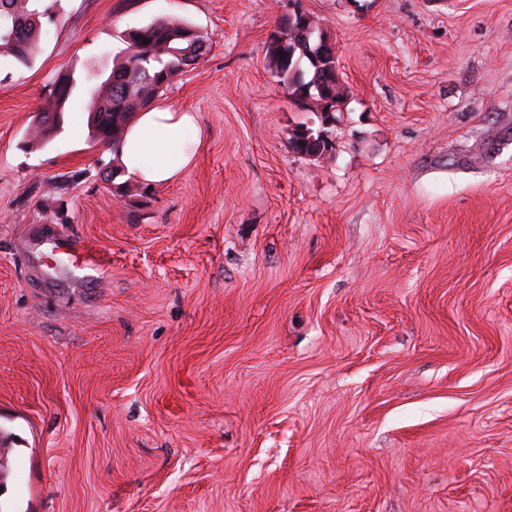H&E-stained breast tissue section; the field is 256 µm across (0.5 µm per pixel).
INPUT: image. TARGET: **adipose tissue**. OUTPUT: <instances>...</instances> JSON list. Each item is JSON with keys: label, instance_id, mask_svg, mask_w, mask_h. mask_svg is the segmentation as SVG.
Returning a JSON list of instances; mask_svg holds the SVG:
<instances>
[{"label": "adipose tissue", "instance_id": "1", "mask_svg": "<svg viewBox=\"0 0 512 512\" xmlns=\"http://www.w3.org/2000/svg\"><path fill=\"white\" fill-rule=\"evenodd\" d=\"M198 144L195 113L155 106L128 124L119 159L127 177L165 185L191 163Z\"/></svg>", "mask_w": 512, "mask_h": 512}]
</instances>
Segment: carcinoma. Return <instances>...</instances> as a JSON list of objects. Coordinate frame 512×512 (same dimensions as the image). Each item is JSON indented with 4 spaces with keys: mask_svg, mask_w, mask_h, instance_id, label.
Here are the masks:
<instances>
[{
    "mask_svg": "<svg viewBox=\"0 0 512 512\" xmlns=\"http://www.w3.org/2000/svg\"><path fill=\"white\" fill-rule=\"evenodd\" d=\"M55 13L54 4L38 7L36 0H0V51L20 63L29 61L37 47L40 19ZM149 43H143V40ZM333 46L312 17L304 16L288 26L286 18L269 37L270 64L285 84L291 101L303 111H318L321 128L301 126L290 143L294 152L318 160L325 156L332 140L336 113L343 111L346 93L337 70L336 53L313 56L317 43ZM126 48L116 60L108 77L93 85L84 105L94 140L117 151L131 118L148 107L154 97L168 87L186 67L195 65L207 54L205 37L186 21L170 17L138 28L125 39ZM307 62L308 70L301 68ZM62 97L49 96L42 115L30 132L29 143L37 146L60 126L47 124L48 116L64 111L74 95L76 82L66 73ZM105 180L112 183V195L123 198L133 191L126 183L116 182L121 175L116 165L104 168Z\"/></svg>",
    "mask_w": 512,
    "mask_h": 512,
    "instance_id": "cac0c4a2",
    "label": "carcinoma"
}]
</instances>
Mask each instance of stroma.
I'll return each instance as SVG.
<instances>
[{
    "instance_id": "35a3bbf8",
    "label": "stroma",
    "mask_w": 512,
    "mask_h": 512,
    "mask_svg": "<svg viewBox=\"0 0 512 512\" xmlns=\"http://www.w3.org/2000/svg\"><path fill=\"white\" fill-rule=\"evenodd\" d=\"M298 7L346 88L319 161L267 53ZM168 16L200 142L119 201L73 125ZM0 512H512V0H58L0 55ZM62 77H66L67 80H66L65 86L62 90L61 99L53 96L52 89H51V92L49 95V101H48L47 105L42 108V110H41L42 115L39 118L37 124L32 128V130L30 132L29 143L32 144L33 146L42 144L54 132L57 131V129L59 128L60 123H61V118L54 125H48L46 120L48 119V116L51 113L62 112V114H63V112H65L64 108H65L66 103L74 95V91L76 89V82H75L73 76L70 75L69 73L61 74L55 81L54 85H56Z\"/></svg>"
}]
</instances>
